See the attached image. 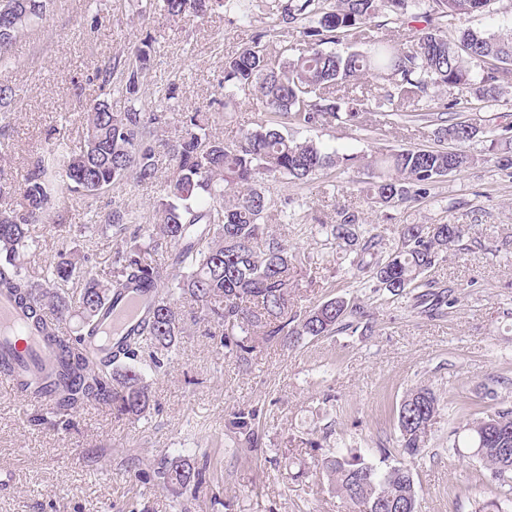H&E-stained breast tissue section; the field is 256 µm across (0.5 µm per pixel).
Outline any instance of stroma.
<instances>
[{
	"instance_id": "stroma-1",
	"label": "stroma",
	"mask_w": 512,
	"mask_h": 512,
	"mask_svg": "<svg viewBox=\"0 0 512 512\" xmlns=\"http://www.w3.org/2000/svg\"><path fill=\"white\" fill-rule=\"evenodd\" d=\"M271 0H250L249 16L193 15L170 20L160 6L141 11L138 0H51L43 19L12 45L15 66L0 83L15 90L11 127L0 140V172L21 180L56 133L73 150L84 145L81 113L101 94L95 67L110 56L127 55L152 38L154 51L141 78L138 108L155 110L158 92L177 91L179 112L206 108L224 88V60L266 32V51L277 54L295 41L278 22ZM512 28V0H494L490 12L450 18L449 38L464 30ZM456 113L493 130L496 144L476 141L468 151L481 162L437 181L425 199L397 207L373 202L371 172L345 165L308 183L269 178L262 191L295 211V224H272L274 235L293 245L304 262L291 308L304 312L334 297L363 308L365 318L349 329L293 346L257 342L247 360L226 357L206 323L186 320L184 332L161 372H146L152 406L130 422L110 407L91 403L74 414L69 427L14 394L0 391V512H348L318 460L342 450L378 461L394 448L396 408L413 387L432 389L442 411L418 456L409 466L420 512H475L496 492L488 471L467 449L453 448L449 433L462 423L463 402L486 410L512 404V156L504 141L512 115V77L495 102L483 104L460 93ZM235 109L217 114L211 132L231 142L254 128L261 114L255 96L241 95ZM309 138L371 161L386 153L426 148L435 127L422 121L368 126L332 121L296 130ZM158 174L151 186L127 181L93 197L77 198L67 215L71 236L91 255L94 271L108 277L115 239L83 234L91 210L122 203L140 223L154 221L173 163L157 151ZM371 224L380 236V255L401 245L405 224H465L462 241L442 254L431 279L450 290L454 304L435 317L421 313L413 296L374 291L366 275L349 270L350 256L324 246L311 225L331 224L338 210ZM33 248L21 258L28 277L42 281L60 241L52 225L33 224ZM256 411L252 438L228 422ZM189 459L205 469L196 496L162 489L157 472L164 461Z\"/></svg>"
}]
</instances>
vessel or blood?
Returning <instances> with one entry per match:
<instances>
[{
	"label": "vessel or blood",
	"instance_id": "obj_1",
	"mask_svg": "<svg viewBox=\"0 0 512 512\" xmlns=\"http://www.w3.org/2000/svg\"><path fill=\"white\" fill-rule=\"evenodd\" d=\"M148 301L142 289L123 293L104 315L97 332V342L108 347L136 327L147 315ZM0 357L11 361L13 368L0 371V388L15 390L19 380L26 379L43 386V393L33 396L34 405L51 406L48 386L61 380L64 368L55 347L29 327L13 299L0 294Z\"/></svg>",
	"mask_w": 512,
	"mask_h": 512
}]
</instances>
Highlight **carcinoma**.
I'll return each mask as SVG.
<instances>
[{"label":"carcinoma","instance_id":"1","mask_svg":"<svg viewBox=\"0 0 512 512\" xmlns=\"http://www.w3.org/2000/svg\"><path fill=\"white\" fill-rule=\"evenodd\" d=\"M245 0H163L166 15L176 20L193 14L205 17L220 10L244 19ZM432 10L409 11V0H274L272 8L292 26L300 47L284 44L278 54L265 52L261 42L268 32L255 34L250 44L224 61V98L214 100L225 110L240 93L259 96L261 111L271 115L232 144L210 133L211 109L182 112L174 136L160 141L155 133L169 122L168 112H143L133 106L112 110V92L130 101L140 89L142 71L150 61L152 42L145 38L126 58L114 57L96 67L104 97L91 101L84 112V148L76 153L48 135L44 148L22 183L0 180V291L9 293L31 323L57 347L65 377L54 387V416L63 418L90 402L109 405L130 421L146 417L151 391L139 367L141 353L154 348L172 352L183 333L184 318L178 302L185 298L197 306L202 319L218 329L219 343L228 356L250 354L254 346L237 338L256 332L264 341L295 343L303 337L325 336L350 326L360 309L344 298H332L304 314L291 313L288 297L298 287V254L288 242L271 234L267 218L274 204L257 182L285 177L305 183L313 176L358 157H340L313 140L299 141L283 129L311 128L331 120L359 124L378 112L394 123L407 118L429 119L419 102L429 87L471 90L479 102L496 101L499 86L512 65V29L483 33L465 30L454 41L442 29L456 15L484 12L492 0H432ZM48 0H0L6 12L0 31V69L11 65V46L28 25L47 13ZM390 12L411 33L409 40L393 44L383 38L366 51L345 55L320 49L348 32L358 31ZM370 75L390 81L382 95L358 84ZM343 94H338V91ZM438 138L467 143L486 132L454 117H440ZM162 147L173 161L166 181V198L156 207V222L141 224L121 204L107 213L94 214L84 228L126 242L146 233L150 249L167 254L158 265L138 245L120 246L112 258V275L99 279L87 268L88 256L74 248H61L43 282L35 283L17 264L29 248L27 225L50 222L63 231L69 203L75 197L95 196L102 190L132 179L149 185L157 179L155 151ZM479 156L465 150L439 147L400 150L370 164L377 170L371 182L373 198L392 206L429 193L440 177L474 166ZM339 222L317 224L325 242L346 251L376 257L358 261L359 269H372L379 287L392 296L407 288H422L421 302L433 298V307L451 305L437 282L426 274L438 262L440 251L460 242L465 224H404L401 248L377 257L380 239L374 228H357L355 215L341 211ZM81 279L76 298L61 285ZM136 284L156 291L149 318L126 336L110 358L88 351L83 333L93 328L105 303ZM79 319L77 335L62 337L56 325ZM466 422L451 432L452 447L470 449L472 457L489 471L500 487L512 481V408L490 415L464 403ZM440 398L427 388L409 391L397 409V447L400 455L420 453L436 418ZM380 463L356 454L337 452L321 459L320 469L350 505V512H392L403 505L419 512V498L410 468L387 463L389 451L380 449ZM163 485L180 495L196 494L205 481L203 471L189 460L173 458L159 472Z\"/></svg>","mask_w":512,"mask_h":512}]
</instances>
